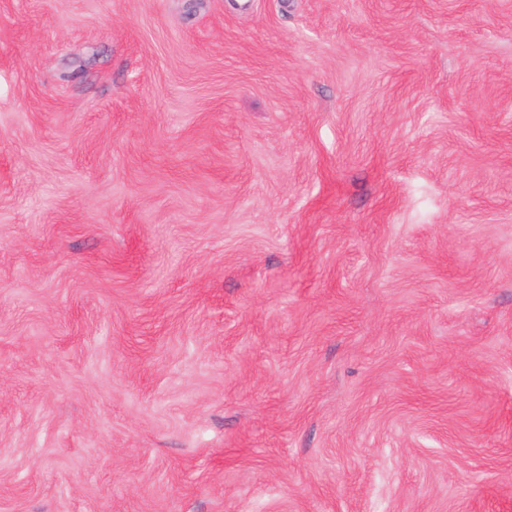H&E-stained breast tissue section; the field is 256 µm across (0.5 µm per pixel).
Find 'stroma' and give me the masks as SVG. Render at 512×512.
Listing matches in <instances>:
<instances>
[{"instance_id": "obj_1", "label": "stroma", "mask_w": 512, "mask_h": 512, "mask_svg": "<svg viewBox=\"0 0 512 512\" xmlns=\"http://www.w3.org/2000/svg\"><path fill=\"white\" fill-rule=\"evenodd\" d=\"M0 512H512V0H0Z\"/></svg>"}]
</instances>
